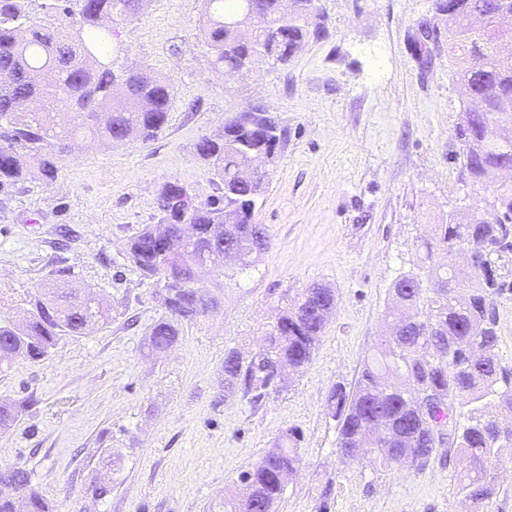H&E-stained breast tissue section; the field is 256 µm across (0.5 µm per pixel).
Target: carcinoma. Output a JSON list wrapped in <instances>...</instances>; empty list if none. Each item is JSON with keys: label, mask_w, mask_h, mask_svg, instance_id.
Listing matches in <instances>:
<instances>
[{"label": "carcinoma", "mask_w": 512, "mask_h": 512, "mask_svg": "<svg viewBox=\"0 0 512 512\" xmlns=\"http://www.w3.org/2000/svg\"><path fill=\"white\" fill-rule=\"evenodd\" d=\"M143 0H66L64 17L73 27L35 22L26 0H0V186L33 177L49 183L58 172L57 154L75 149L79 138L103 145L137 137L153 139L167 123L172 89L146 69H113L112 23L135 17ZM201 29L215 67L247 74L255 68L286 65L299 47L326 35L325 16L315 0H297L283 18L279 0H206ZM437 17L452 30L448 54L457 60L462 84L481 91L485 108L464 109L461 174L477 183H512V0H433ZM272 117L257 128L224 118V136H204L197 153L211 167L224 195L198 202L185 212L181 193L169 197L165 224H147L127 242L135 266L160 284L155 296L164 314L154 322L147 348L161 354L180 341L182 324L195 323L218 305L196 286L199 266L221 265L223 244L252 267L268 249L266 228L255 223L266 192V171L248 170L245 148L266 152L281 141ZM425 259L445 252L428 267L434 295L426 297L414 274L392 284L386 334L365 364L353 391L335 385L327 399L337 421L336 447L346 461L380 468L422 469L445 443L440 428L448 404L468 406L453 440L465 466L458 491L470 512H490L499 487L488 464L512 448V431L499 419L512 416V371L499 357L497 302L512 289V194L488 209L462 214L422 243ZM464 249L486 257L460 269ZM28 316L16 324L0 319V366L14 359L40 361L67 336H82L110 322L93 292L48 288L28 301ZM335 307L334 289H304L262 337L261 350L248 365L237 351L224 354V382L258 400L278 372L298 371L312 359ZM436 394L428 408L422 391ZM21 410L0 403V429L16 425ZM300 434L287 430L248 470L242 472L224 512H274L286 481L300 465ZM0 512H57L56 505L31 485L23 467L0 468Z\"/></svg>", "instance_id": "1"}]
</instances>
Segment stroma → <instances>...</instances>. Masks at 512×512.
I'll return each mask as SVG.
<instances>
[{
    "label": "stroma",
    "mask_w": 512,
    "mask_h": 512,
    "mask_svg": "<svg viewBox=\"0 0 512 512\" xmlns=\"http://www.w3.org/2000/svg\"><path fill=\"white\" fill-rule=\"evenodd\" d=\"M327 33L287 65L240 77L216 70L200 29L205 0H145L113 25L114 69L169 80L172 110L149 142L130 138L61 154L51 184L0 190V316L23 315L44 288L91 287L112 322L71 336L38 362L0 370V401L26 402L0 431V467L25 466L59 512H223L222 503L285 430L302 464L276 512H466L454 493L456 449L422 470L346 462L326 399L353 387L383 330L390 286L421 271L419 244L449 215L483 209L495 183L462 178L467 103L432 0H316ZM439 45L418 53L421 26ZM264 106L285 136L255 214L271 243L256 267L204 270L218 306L166 354L145 348L163 310L124 261L129 237L160 224L162 188L221 195L196 145L224 118ZM336 291L312 359L258 402L224 393V353L251 360L265 331L310 284ZM119 461L102 469L103 454ZM108 477L111 490L93 496Z\"/></svg>",
    "instance_id": "35a3bbf8"
}]
</instances>
